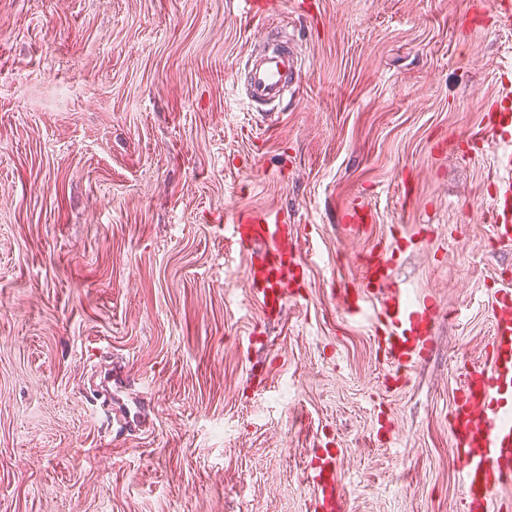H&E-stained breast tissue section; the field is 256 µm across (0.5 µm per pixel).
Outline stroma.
I'll list each match as a JSON object with an SVG mask.
<instances>
[{
  "mask_svg": "<svg viewBox=\"0 0 512 512\" xmlns=\"http://www.w3.org/2000/svg\"><path fill=\"white\" fill-rule=\"evenodd\" d=\"M275 41L302 70L251 102ZM511 69L497 0H0V512H309L315 448L348 512H462L448 414L512 291L473 135ZM254 210L306 271L269 317ZM381 249L437 305L404 378L338 305Z\"/></svg>",
  "mask_w": 512,
  "mask_h": 512,
  "instance_id": "35a3bbf8",
  "label": "stroma"
}]
</instances>
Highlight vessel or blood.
I'll use <instances>...</instances> for the list:
<instances>
[{
	"mask_svg": "<svg viewBox=\"0 0 512 512\" xmlns=\"http://www.w3.org/2000/svg\"><path fill=\"white\" fill-rule=\"evenodd\" d=\"M298 73V59L289 47L251 61L247 95L255 101L280 99ZM487 133L502 148L512 165V97L497 99L488 114ZM499 239L512 241V187H506L492 208ZM291 229L276 217L253 214L233 226L239 251L250 254L246 277L264 313L281 310L298 259L289 242ZM364 286L345 294L349 316L364 314L372 292L381 298L375 311L378 346L384 361L408 369L423 361L430 348L429 324L436 312L433 302L410 301L404 288L390 278L386 252L371 254ZM452 446L465 491L462 512H489L498 492L512 484V292L495 302L493 333L483 363L463 378L454 399L450 421ZM307 482L312 512H345L343 487L336 474L335 457L314 449L308 461Z\"/></svg>",
	"mask_w": 512,
	"mask_h": 512,
	"instance_id": "b4317fda",
	"label": "vessel or blood"
}]
</instances>
